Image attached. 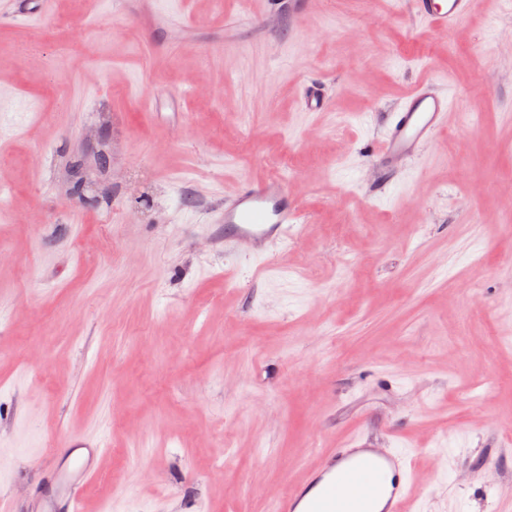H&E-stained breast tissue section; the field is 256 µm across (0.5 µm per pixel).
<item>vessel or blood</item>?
<instances>
[{
    "label": "vessel or blood",
    "mask_w": 512,
    "mask_h": 512,
    "mask_svg": "<svg viewBox=\"0 0 512 512\" xmlns=\"http://www.w3.org/2000/svg\"><path fill=\"white\" fill-rule=\"evenodd\" d=\"M413 9L429 26L448 30L464 20L476 0H412ZM307 112H323L328 97L319 84H309L302 95ZM451 99L440 81L418 82L390 113L385 136L373 156L381 171L400 168L445 129ZM301 215L297 196L282 180L241 178L224 195V245L259 251L283 240ZM103 442L71 438L55 453L56 471L51 492L41 512H80L82 494L99 470L96 459ZM411 473L406 456L376 448H335L320 468L279 502L277 512H366L377 491H384L381 512H404L411 496Z\"/></svg>",
    "instance_id": "obj_1"
}]
</instances>
